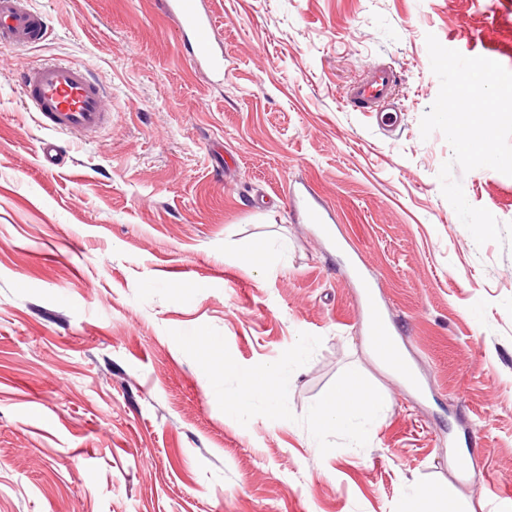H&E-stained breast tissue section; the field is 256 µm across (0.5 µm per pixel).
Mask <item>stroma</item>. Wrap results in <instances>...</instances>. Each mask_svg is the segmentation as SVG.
<instances>
[{
  "label": "stroma",
  "mask_w": 512,
  "mask_h": 512,
  "mask_svg": "<svg viewBox=\"0 0 512 512\" xmlns=\"http://www.w3.org/2000/svg\"><path fill=\"white\" fill-rule=\"evenodd\" d=\"M31 2L50 37L0 49V512H399L415 480L512 512V247L475 243L438 180L452 149L420 131L440 88L427 34L512 70V0H206L219 85L160 0ZM49 58L93 66L108 129L73 139L24 108L18 74ZM378 63L398 74L391 132L343 102ZM453 176L512 222V176ZM297 182L332 229L297 223ZM353 261L421 390L374 358ZM202 325L245 367L321 337L294 420L220 410L170 336ZM350 368L388 399L365 447L323 454L297 419Z\"/></svg>",
  "instance_id": "obj_1"
}]
</instances>
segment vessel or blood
<instances>
[{
  "label": "vessel or blood",
  "instance_id": "b4317fda",
  "mask_svg": "<svg viewBox=\"0 0 512 512\" xmlns=\"http://www.w3.org/2000/svg\"><path fill=\"white\" fill-rule=\"evenodd\" d=\"M164 13L177 20L183 45L195 69L214 81L224 78V48L214 42L215 26L204 0H162ZM50 27L44 14L34 10L30 0H0V47L22 50L45 41ZM21 87L26 107L36 112L48 129L71 135H89L103 129L109 120L103 80L85 64L48 61L23 69ZM396 71L373 65L364 77L351 84L344 95L348 105L360 112H381L385 125H393V114L381 108L395 89ZM290 200L309 224H328L330 211L307 187H292ZM364 310L371 316L374 331L389 325L387 309L372 287H365Z\"/></svg>",
  "mask_w": 512,
  "mask_h": 512
}]
</instances>
